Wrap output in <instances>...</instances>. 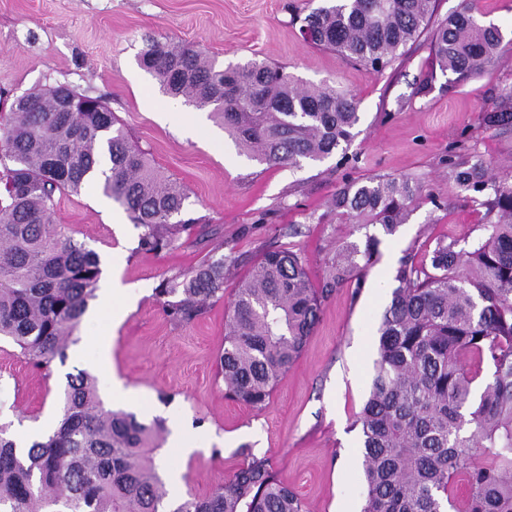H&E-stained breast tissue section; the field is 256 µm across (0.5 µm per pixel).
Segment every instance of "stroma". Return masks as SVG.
<instances>
[{
	"instance_id": "obj_1",
	"label": "stroma",
	"mask_w": 512,
	"mask_h": 512,
	"mask_svg": "<svg viewBox=\"0 0 512 512\" xmlns=\"http://www.w3.org/2000/svg\"><path fill=\"white\" fill-rule=\"evenodd\" d=\"M324 0H0V90L19 96L66 84L102 97L153 164L186 189L185 205L205 217L212 241L157 255L136 253L138 228L127 212L93 185L55 197L58 224L100 256L105 275L125 288L126 314L114 331L81 321L79 344L51 377L32 368L14 345L0 341V420L55 424L65 375L93 369L100 387L119 380L106 408L149 423H179L193 450L161 446V474L177 472V500L214 491L249 444L267 454L308 512H361L362 450L352 423L369 391L378 325L389 305L392 272L402 257L424 256L436 240L470 242L483 235L482 215L452 176L454 162L479 155L493 174L512 177V130L486 128L481 115L512 85V0H437L432 27L381 72L305 43L294 13ZM499 26L496 61L460 83L435 74L429 91L416 87L434 66V25L463 5ZM180 42L218 64L258 59L306 83H328L359 102L358 134L346 154L301 166L268 165L241 154L208 111L164 94L137 62L148 42ZM405 176L422 186L421 201L395 235L384 237L378 262L360 292L338 289L301 357L256 410L224 397L215 360L224 348V304L189 324L161 311L156 289L210 251L224 258V294L232 296L262 252L288 246L313 282H322L336 250L363 242L375 226L346 224L332 199L345 184L369 176ZM110 333L109 358L83 344ZM174 394L164 403V394Z\"/></svg>"
}]
</instances>
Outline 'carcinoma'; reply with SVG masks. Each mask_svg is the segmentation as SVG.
Masks as SVG:
<instances>
[{"label": "carcinoma", "mask_w": 512, "mask_h": 512, "mask_svg": "<svg viewBox=\"0 0 512 512\" xmlns=\"http://www.w3.org/2000/svg\"><path fill=\"white\" fill-rule=\"evenodd\" d=\"M436 2L332 0L301 19L300 32L377 70L420 35ZM502 39L499 26L479 22L465 5L436 29L435 62L463 82L492 63ZM139 64L166 93L210 110L243 152L268 165L320 161L357 135L351 93L301 85L263 62L223 67L190 46L154 41ZM58 93L57 86L35 89L0 113V340L47 377L78 342L101 275L98 253L56 224V194L101 185L141 229L138 254L212 235L205 218L184 214V187L151 164L101 99L84 96L95 112H59ZM481 121L512 130V86ZM453 173L485 209L484 234L461 248L439 241L420 261L408 253L395 269L369 395L354 421L363 512H512V179L489 174L478 156ZM421 197L407 177L378 176L342 188L333 206L343 219L389 236ZM174 216L180 220L172 223ZM381 243L369 234L338 248L317 286L292 249L264 252L229 302L216 362L225 397L265 407L304 351L325 299L347 285L360 292ZM156 296L173 322L203 318L224 300V258L206 255L164 279ZM8 431L0 424V512H159L153 452L163 424L105 408L90 372L67 374L50 434L21 448ZM239 455L211 494L172 512H306L266 455L249 444Z\"/></svg>", "instance_id": "carcinoma-1"}]
</instances>
